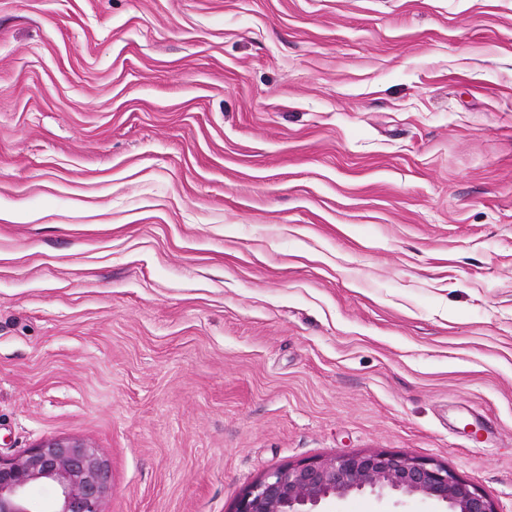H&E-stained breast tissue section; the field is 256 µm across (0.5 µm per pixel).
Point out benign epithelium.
<instances>
[{"label":"benign epithelium","instance_id":"1","mask_svg":"<svg viewBox=\"0 0 512 512\" xmlns=\"http://www.w3.org/2000/svg\"><path fill=\"white\" fill-rule=\"evenodd\" d=\"M34 486L50 495L32 497ZM365 491L418 496L444 512H496L488 495L448 466L388 451L275 468L245 489L234 512H318L325 499ZM109 492L107 463L83 440L51 438L23 453L0 455V512H104Z\"/></svg>","mask_w":512,"mask_h":512}]
</instances>
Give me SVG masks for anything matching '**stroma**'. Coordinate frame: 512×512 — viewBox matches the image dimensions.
Instances as JSON below:
<instances>
[{
    "mask_svg": "<svg viewBox=\"0 0 512 512\" xmlns=\"http://www.w3.org/2000/svg\"><path fill=\"white\" fill-rule=\"evenodd\" d=\"M55 437L104 512L374 450L512 512V0H0V454Z\"/></svg>",
    "mask_w": 512,
    "mask_h": 512,
    "instance_id": "35a3bbf8",
    "label": "stroma"
}]
</instances>
